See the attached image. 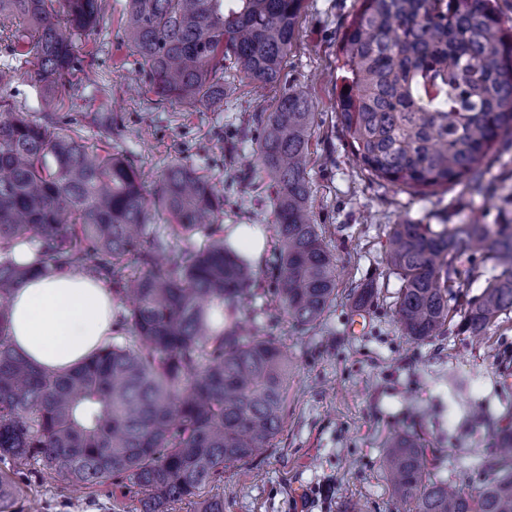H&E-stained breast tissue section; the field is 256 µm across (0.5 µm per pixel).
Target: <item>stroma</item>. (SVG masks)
<instances>
[{
	"instance_id": "1",
	"label": "stroma",
	"mask_w": 512,
	"mask_h": 512,
	"mask_svg": "<svg viewBox=\"0 0 512 512\" xmlns=\"http://www.w3.org/2000/svg\"><path fill=\"white\" fill-rule=\"evenodd\" d=\"M125 0H111L98 31L83 41L86 75L76 88L55 93L30 76L15 77L12 102L32 118L71 119L72 132L124 153L154 183L182 160L207 175L224 193V223L267 226L273 221L268 181L256 169L251 113L273 110L289 87L312 98L317 126L310 147L312 212L337 258L336 299L308 330L268 308L262 332L277 336L288 351V410L275 448L259 460L228 467L211 486L223 494L224 512H398L381 467L389 434L409 427L430 442L427 453L441 475L476 493L487 480L478 467L489 447L485 417L512 404V314L473 339L449 324L430 343L404 336L394 321L400 275L387 265L383 245L393 225L462 224L471 217L496 224L502 215L493 199L470 195L463 186L420 195L376 180L353 161L336 114L343 26L357 0H306L297 40L277 85L257 90L228 73L234 87L220 111L156 103L137 82L140 63L121 40ZM112 114L120 136L90 123L97 111ZM464 293L476 296L494 274L489 254L457 262ZM373 286L375 298L354 306L356 290ZM461 387L450 404L449 380ZM21 512H139L136 498L105 488L72 487L43 476L34 462L20 478Z\"/></svg>"
}]
</instances>
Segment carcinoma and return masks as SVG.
Segmentation results:
<instances>
[{"label":"carcinoma","instance_id":"cac0c4a2","mask_svg":"<svg viewBox=\"0 0 512 512\" xmlns=\"http://www.w3.org/2000/svg\"><path fill=\"white\" fill-rule=\"evenodd\" d=\"M305 0H126L123 43L157 101L224 109V69L259 86L279 82ZM0 0V35L17 62L51 86L82 70L76 38L108 0ZM341 39L338 119L355 160L402 190L462 185L492 194L482 168L512 136V27L498 0H360ZM313 101L288 89L253 114L256 159L270 179L279 314L316 325L336 300V255L314 223L308 176ZM224 194L174 162L147 187L121 152L38 122L0 85V512H14L13 477L30 462L67 485L126 482L140 512H224L204 495L224 469L264 457L282 431L289 360L268 336L241 330L258 298L255 270L224 239ZM166 219L164 229L155 217ZM27 244L33 258H14ZM487 251L499 272L483 291L450 293L456 262ZM403 281L395 322L431 342L462 327L482 334L512 312V223L405 221L387 239ZM73 271L112 287V340L74 367L48 372L11 342L9 302L32 273ZM481 451L489 474L472 495L436 472L409 430L385 443L382 469L406 512H512V427Z\"/></svg>","mask_w":512,"mask_h":512}]
</instances>
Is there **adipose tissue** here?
Masks as SVG:
<instances>
[{
	"label": "adipose tissue",
	"instance_id": "obj_1",
	"mask_svg": "<svg viewBox=\"0 0 512 512\" xmlns=\"http://www.w3.org/2000/svg\"><path fill=\"white\" fill-rule=\"evenodd\" d=\"M12 342L34 362L59 371L112 334V292L93 277L36 275L10 300Z\"/></svg>",
	"mask_w": 512,
	"mask_h": 512
}]
</instances>
